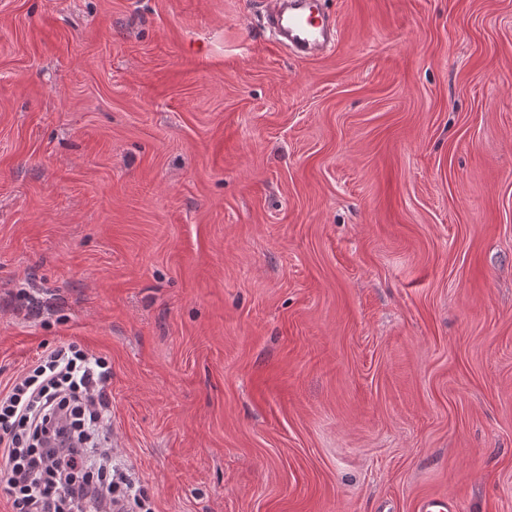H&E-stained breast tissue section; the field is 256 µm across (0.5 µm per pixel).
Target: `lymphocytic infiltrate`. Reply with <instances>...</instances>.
<instances>
[{
  "label": "lymphocytic infiltrate",
  "instance_id": "lymphocytic-infiltrate-1",
  "mask_svg": "<svg viewBox=\"0 0 512 512\" xmlns=\"http://www.w3.org/2000/svg\"><path fill=\"white\" fill-rule=\"evenodd\" d=\"M112 366L71 342L0 391V487L13 512H128L134 480L112 464Z\"/></svg>",
  "mask_w": 512,
  "mask_h": 512
}]
</instances>
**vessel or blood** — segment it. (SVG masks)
<instances>
[{"label": "vessel or blood", "mask_w": 512, "mask_h": 512, "mask_svg": "<svg viewBox=\"0 0 512 512\" xmlns=\"http://www.w3.org/2000/svg\"><path fill=\"white\" fill-rule=\"evenodd\" d=\"M280 45L305 53L325 51L336 29L323 11L322 0H264Z\"/></svg>", "instance_id": "vessel-or-blood-1"}]
</instances>
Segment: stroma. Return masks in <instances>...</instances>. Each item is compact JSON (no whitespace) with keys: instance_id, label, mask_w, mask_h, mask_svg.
Masks as SVG:
<instances>
[{"instance_id":"stroma-1","label":"stroma","mask_w":512,"mask_h":512,"mask_svg":"<svg viewBox=\"0 0 512 512\" xmlns=\"http://www.w3.org/2000/svg\"><path fill=\"white\" fill-rule=\"evenodd\" d=\"M0 0V389L112 365L153 512H512V0ZM277 42L305 53L325 51L336 39L335 26L323 11L321 0H264Z\"/></svg>"}]
</instances>
